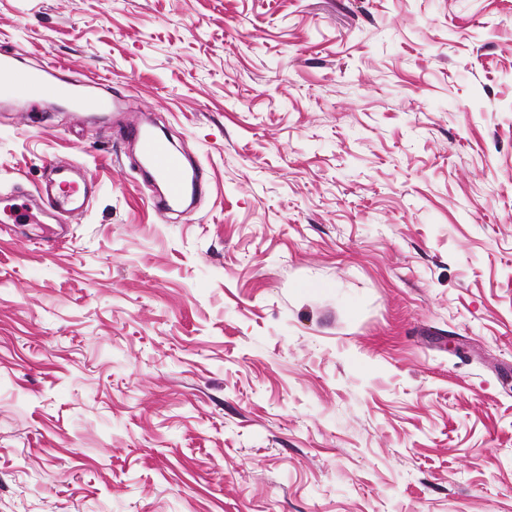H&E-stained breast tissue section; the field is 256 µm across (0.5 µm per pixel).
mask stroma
I'll return each instance as SVG.
<instances>
[{
    "instance_id": "stroma-1",
    "label": "stroma",
    "mask_w": 512,
    "mask_h": 512,
    "mask_svg": "<svg viewBox=\"0 0 512 512\" xmlns=\"http://www.w3.org/2000/svg\"><path fill=\"white\" fill-rule=\"evenodd\" d=\"M200 166L161 223L115 111L0 105V512H512V0H0V55ZM52 177L36 189V208L49 224H62L63 218H74L84 212L86 182L80 176L81 166L60 159L46 163ZM13 201L14 199L11 197H2L4 206L0 218L2 224L0 227L1 232L6 231V228H8L4 224H46L44 221L34 220L22 206L16 208V204Z\"/></svg>"
}]
</instances>
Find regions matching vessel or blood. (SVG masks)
<instances>
[{
    "mask_svg": "<svg viewBox=\"0 0 512 512\" xmlns=\"http://www.w3.org/2000/svg\"><path fill=\"white\" fill-rule=\"evenodd\" d=\"M58 70V65L50 62L42 69L33 71L23 67L16 56H1L0 97H48L73 104L78 112L110 108L111 103L107 99H94L76 88L59 83ZM125 135L138 151L137 166L140 172L158 194L153 202L154 210L159 218H166L168 213L182 204L189 188L197 185L198 179L188 173L181 156L174 153L161 136L141 123L128 122ZM47 166L52 177L36 189L37 211L52 224L81 215L86 182L80 175V166L60 159L48 160ZM32 221V216L25 209L17 207L12 198L0 201V222L29 224Z\"/></svg>",
    "mask_w": 512,
    "mask_h": 512,
    "instance_id": "obj_1",
    "label": "vessel or blood"
}]
</instances>
